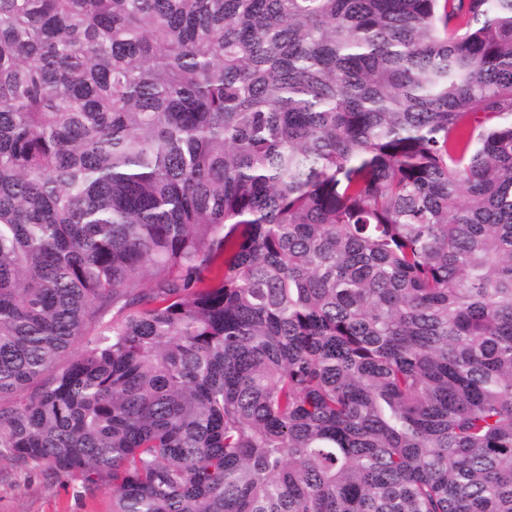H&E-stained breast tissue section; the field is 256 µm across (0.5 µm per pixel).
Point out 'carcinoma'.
<instances>
[{"instance_id": "cac0c4a2", "label": "carcinoma", "mask_w": 512, "mask_h": 512, "mask_svg": "<svg viewBox=\"0 0 512 512\" xmlns=\"http://www.w3.org/2000/svg\"><path fill=\"white\" fill-rule=\"evenodd\" d=\"M2 460L512 512V0H0Z\"/></svg>"}]
</instances>
